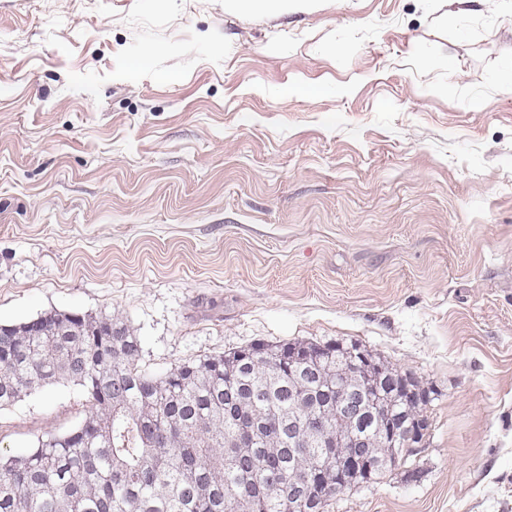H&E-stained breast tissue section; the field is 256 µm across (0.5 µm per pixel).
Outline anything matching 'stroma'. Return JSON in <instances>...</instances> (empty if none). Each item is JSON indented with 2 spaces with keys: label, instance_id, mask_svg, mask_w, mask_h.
<instances>
[{
  "label": "stroma",
  "instance_id": "stroma-1",
  "mask_svg": "<svg viewBox=\"0 0 512 512\" xmlns=\"http://www.w3.org/2000/svg\"><path fill=\"white\" fill-rule=\"evenodd\" d=\"M510 65L512 0H0V323L112 313L156 374L359 343L429 428L323 512H512ZM85 407L24 398L0 451Z\"/></svg>",
  "mask_w": 512,
  "mask_h": 512
}]
</instances>
